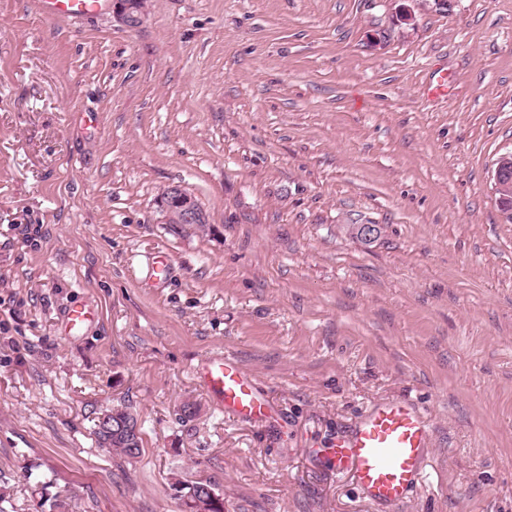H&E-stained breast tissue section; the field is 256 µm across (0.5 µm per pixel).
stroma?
Instances as JSON below:
<instances>
[{"instance_id":"1","label":"stroma","mask_w":512,"mask_h":512,"mask_svg":"<svg viewBox=\"0 0 512 512\" xmlns=\"http://www.w3.org/2000/svg\"><path fill=\"white\" fill-rule=\"evenodd\" d=\"M511 152L512 0H148L134 30L0 0V471L17 512L42 483L74 512H182L178 480L214 484L224 512H380L326 451L401 398L431 449L388 512H512V223L494 192ZM172 184L205 227L162 223ZM83 304L97 320L65 334ZM227 352L267 421L200 385ZM117 405L139 457L93 434Z\"/></svg>"}]
</instances>
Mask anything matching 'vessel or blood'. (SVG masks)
<instances>
[{
	"label": "vessel or blood",
	"instance_id": "b4317fda",
	"mask_svg": "<svg viewBox=\"0 0 512 512\" xmlns=\"http://www.w3.org/2000/svg\"><path fill=\"white\" fill-rule=\"evenodd\" d=\"M105 0H38L41 14L50 19L73 20L100 12ZM206 390L225 411L243 420H260L268 401L255 389L252 376L230 354L211 357L200 370ZM429 447L426 421L410 400L375 405L330 455L337 469L350 471L363 493L376 505L406 500L424 474Z\"/></svg>",
	"mask_w": 512,
	"mask_h": 512
}]
</instances>
